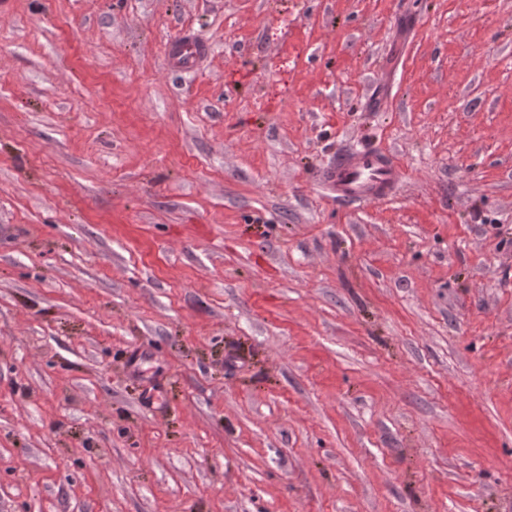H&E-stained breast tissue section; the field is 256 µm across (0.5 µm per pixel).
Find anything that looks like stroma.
Returning a JSON list of instances; mask_svg holds the SVG:
<instances>
[{
	"label": "stroma",
	"mask_w": 512,
	"mask_h": 512,
	"mask_svg": "<svg viewBox=\"0 0 512 512\" xmlns=\"http://www.w3.org/2000/svg\"><path fill=\"white\" fill-rule=\"evenodd\" d=\"M2 225L0 512H512V0H0ZM401 179V167L393 157L369 149L339 151L322 173L324 187L336 200L353 204L388 198Z\"/></svg>",
	"instance_id": "1"
}]
</instances>
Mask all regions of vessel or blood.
<instances>
[{
    "label": "vessel or blood",
    "instance_id": "1",
    "mask_svg": "<svg viewBox=\"0 0 512 512\" xmlns=\"http://www.w3.org/2000/svg\"><path fill=\"white\" fill-rule=\"evenodd\" d=\"M401 179V167L393 157L369 149L339 151L322 173L324 187L338 200L353 204L388 198Z\"/></svg>",
    "mask_w": 512,
    "mask_h": 512
}]
</instances>
